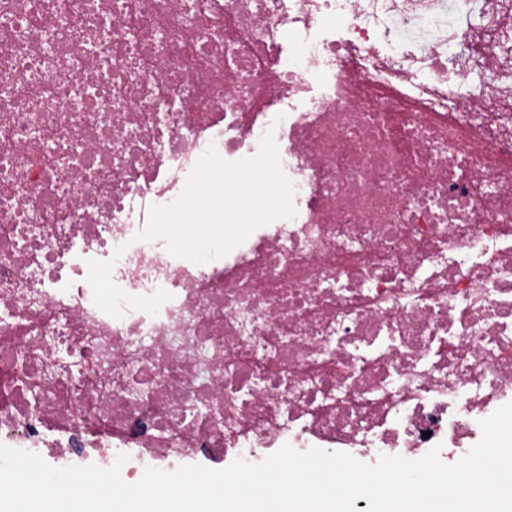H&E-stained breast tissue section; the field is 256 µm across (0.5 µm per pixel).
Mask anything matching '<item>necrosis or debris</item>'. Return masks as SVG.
I'll list each match as a JSON object with an SVG mask.
<instances>
[{
  "label": "necrosis or debris",
  "mask_w": 512,
  "mask_h": 512,
  "mask_svg": "<svg viewBox=\"0 0 512 512\" xmlns=\"http://www.w3.org/2000/svg\"><path fill=\"white\" fill-rule=\"evenodd\" d=\"M508 39L512 0H0V444L129 484L466 455L512 402ZM269 131L293 218L203 264L136 240ZM91 259L172 298L112 317Z\"/></svg>",
  "instance_id": "obj_1"
}]
</instances>
